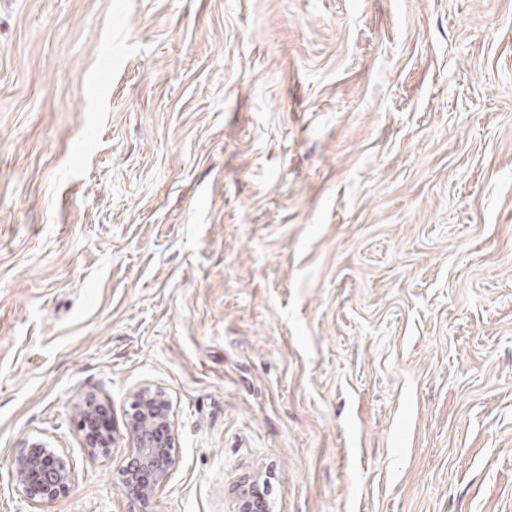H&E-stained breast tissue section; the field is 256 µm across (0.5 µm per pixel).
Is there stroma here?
Instances as JSON below:
<instances>
[{
	"instance_id": "obj_1",
	"label": "stroma",
	"mask_w": 512,
	"mask_h": 512,
	"mask_svg": "<svg viewBox=\"0 0 512 512\" xmlns=\"http://www.w3.org/2000/svg\"><path fill=\"white\" fill-rule=\"evenodd\" d=\"M146 382L159 512H512V0H0V512ZM103 414V405L96 400H87L81 408V430L92 449L106 450L112 444V436L106 428L99 426V415ZM98 418V423L95 420ZM75 471L68 456L36 441L11 462V476L30 508L55 502L69 491ZM269 505L260 492L258 479L240 485L237 512H269Z\"/></svg>"
}]
</instances>
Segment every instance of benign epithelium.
Wrapping results in <instances>:
<instances>
[{"mask_svg":"<svg viewBox=\"0 0 512 512\" xmlns=\"http://www.w3.org/2000/svg\"><path fill=\"white\" fill-rule=\"evenodd\" d=\"M103 405L91 399L81 408V430L92 449L106 450L112 444L107 429L95 423ZM127 427L133 443L129 466L122 484L136 512H157L160 492L176 466L171 438V412L163 393L150 383L132 394ZM75 471L65 454L44 441H36L19 452L11 462V476L31 508L52 503L69 491ZM237 512H269L258 480L240 485Z\"/></svg>","mask_w":512,"mask_h":512,"instance_id":"7a95c632","label":"benign epithelium"}]
</instances>
